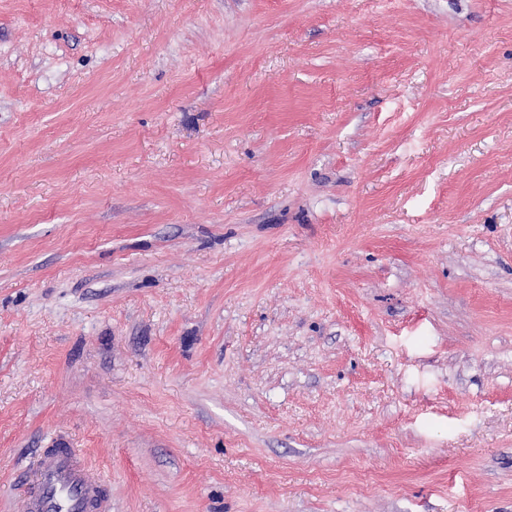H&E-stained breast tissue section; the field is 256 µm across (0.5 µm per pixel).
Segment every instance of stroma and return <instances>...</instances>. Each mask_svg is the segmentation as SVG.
Instances as JSON below:
<instances>
[{
  "mask_svg": "<svg viewBox=\"0 0 512 512\" xmlns=\"http://www.w3.org/2000/svg\"><path fill=\"white\" fill-rule=\"evenodd\" d=\"M512 512V0H0V512ZM47 449L38 462L37 489L23 501L25 512H112L104 478L86 463L79 448Z\"/></svg>",
  "mask_w": 512,
  "mask_h": 512,
  "instance_id": "1",
  "label": "stroma"
}]
</instances>
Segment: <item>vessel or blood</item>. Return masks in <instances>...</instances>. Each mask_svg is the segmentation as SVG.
<instances>
[{
	"label": "vessel or blood",
	"instance_id": "1",
	"mask_svg": "<svg viewBox=\"0 0 512 512\" xmlns=\"http://www.w3.org/2000/svg\"><path fill=\"white\" fill-rule=\"evenodd\" d=\"M38 485L23 501L25 512H112L104 480L80 449L46 450L38 462Z\"/></svg>",
	"mask_w": 512,
	"mask_h": 512
}]
</instances>
